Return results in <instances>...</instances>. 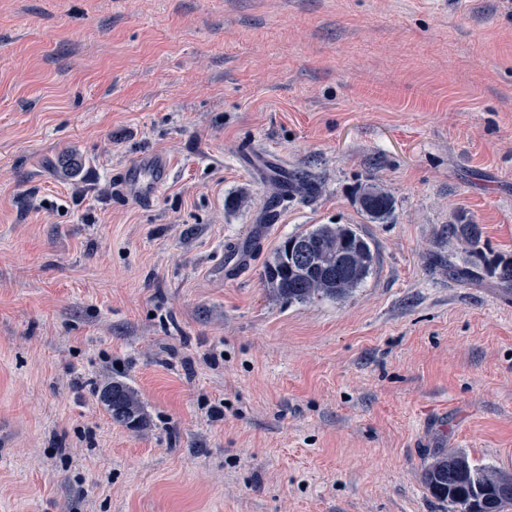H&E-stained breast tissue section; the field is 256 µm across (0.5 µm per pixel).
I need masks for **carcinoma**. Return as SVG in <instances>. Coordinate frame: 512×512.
<instances>
[{
    "label": "carcinoma",
    "mask_w": 512,
    "mask_h": 512,
    "mask_svg": "<svg viewBox=\"0 0 512 512\" xmlns=\"http://www.w3.org/2000/svg\"><path fill=\"white\" fill-rule=\"evenodd\" d=\"M313 191L308 177L288 176V183L273 192L272 203ZM359 206L373 223H383L394 211V199L376 185L363 188ZM448 234L474 247L480 240L476 224L448 225ZM375 257L370 241L352 224H316L285 238L265 262L263 278L268 288L290 302L314 299L343 300L372 272ZM112 422L133 430L148 425L138 392L119 377L97 391ZM506 472L473 463L468 454L441 448L424 472V483L438 500L457 512H505L512 505V486L502 483Z\"/></svg>",
    "instance_id": "obj_1"
}]
</instances>
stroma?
Segmentation results:
<instances>
[{
  "label": "stroma",
  "instance_id": "obj_1",
  "mask_svg": "<svg viewBox=\"0 0 512 512\" xmlns=\"http://www.w3.org/2000/svg\"><path fill=\"white\" fill-rule=\"evenodd\" d=\"M314 224L377 265L291 303L262 269ZM477 249L512 258V0H0V512H448L436 449L512 472V288L448 274ZM168 166L163 158L147 157L120 179L122 190L139 201L151 199L164 181ZM313 184L307 176L299 174L288 175V183L281 189L273 192V205L284 201L285 198H293L294 196H307L313 191ZM359 206L371 222L384 223L394 211V199L384 188L369 185L359 194ZM97 395L113 423L133 430L147 427L148 417L138 392L126 381L112 377L98 389Z\"/></svg>",
  "mask_w": 512,
  "mask_h": 512
}]
</instances>
